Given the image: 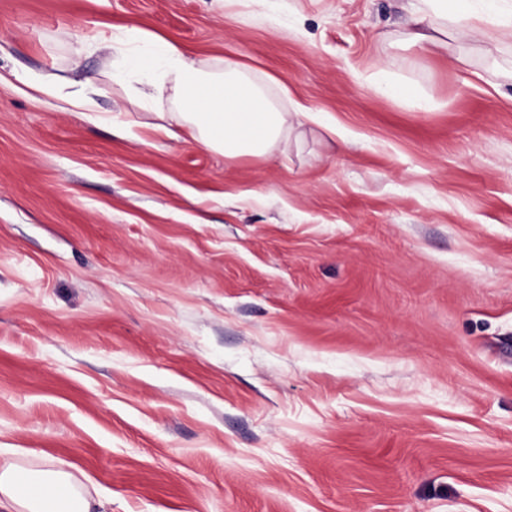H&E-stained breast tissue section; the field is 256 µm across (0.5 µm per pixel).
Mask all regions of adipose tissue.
I'll use <instances>...</instances> for the list:
<instances>
[{"mask_svg": "<svg viewBox=\"0 0 512 512\" xmlns=\"http://www.w3.org/2000/svg\"><path fill=\"white\" fill-rule=\"evenodd\" d=\"M501 2L417 0L404 39L426 49L459 19L480 31L512 24V11H503ZM96 49L111 59L112 82L126 87L140 107L177 103L180 125L189 136L228 159L262 161L274 152H287L295 130L314 118L301 102L288 109L280 105V98L290 95L288 88H281L279 97L271 96L274 77L257 79L251 66L238 62L204 65L180 45L143 27L119 29ZM93 507L71 475L54 464L0 467V512H93Z\"/></svg>", "mask_w": 512, "mask_h": 512, "instance_id": "1", "label": "adipose tissue"}]
</instances>
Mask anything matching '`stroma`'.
Masks as SVG:
<instances>
[{
    "label": "stroma",
    "mask_w": 512,
    "mask_h": 512,
    "mask_svg": "<svg viewBox=\"0 0 512 512\" xmlns=\"http://www.w3.org/2000/svg\"><path fill=\"white\" fill-rule=\"evenodd\" d=\"M411 3L0 0V465L112 512H512V27L422 52ZM141 24L319 124L157 131L94 49ZM77 71L116 122L20 81Z\"/></svg>",
    "instance_id": "1"
}]
</instances>
